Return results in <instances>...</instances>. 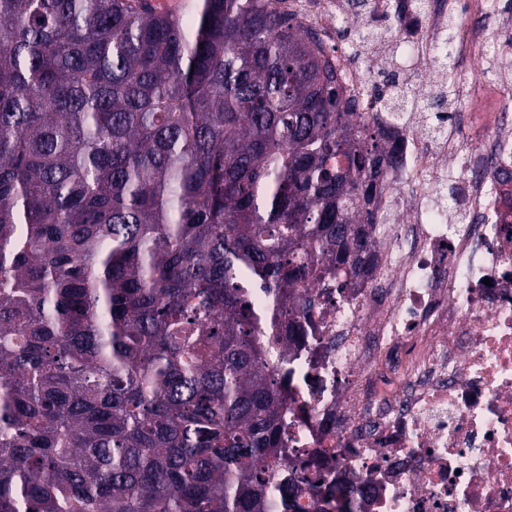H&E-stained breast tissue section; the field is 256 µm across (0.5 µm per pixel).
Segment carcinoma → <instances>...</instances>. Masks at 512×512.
<instances>
[{
    "mask_svg": "<svg viewBox=\"0 0 512 512\" xmlns=\"http://www.w3.org/2000/svg\"><path fill=\"white\" fill-rule=\"evenodd\" d=\"M407 105L285 0H0V512L318 495L266 352L368 273ZM350 48L336 49V64L340 67L342 78L345 85L351 91V94L359 95L360 97H367L372 100L375 92V83L366 76H360L353 71V65L350 63L352 56Z\"/></svg>",
    "mask_w": 512,
    "mask_h": 512,
    "instance_id": "cac0c4a2",
    "label": "carcinoma"
}]
</instances>
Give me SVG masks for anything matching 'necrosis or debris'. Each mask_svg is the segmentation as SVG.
Instances as JSON below:
<instances>
[{
  "mask_svg": "<svg viewBox=\"0 0 512 512\" xmlns=\"http://www.w3.org/2000/svg\"><path fill=\"white\" fill-rule=\"evenodd\" d=\"M445 18L394 66H426ZM435 122L379 202L369 277L311 289L304 335L268 350L291 456L350 512H512V114L480 113L464 141Z\"/></svg>",
  "mask_w": 512,
  "mask_h": 512,
  "instance_id": "4bbe7bcc",
  "label": "necrosis or debris"
}]
</instances>
